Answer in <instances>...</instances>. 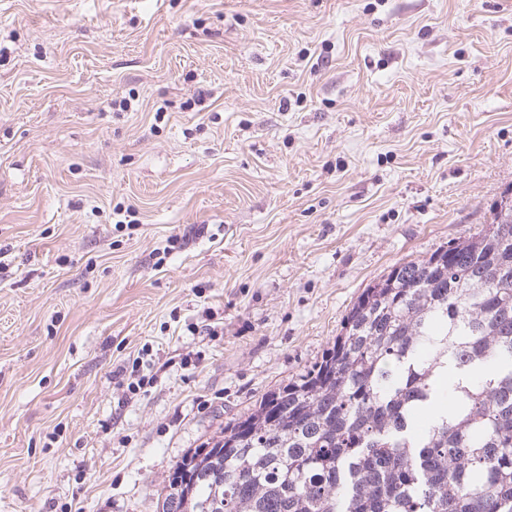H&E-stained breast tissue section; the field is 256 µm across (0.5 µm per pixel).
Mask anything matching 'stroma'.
I'll list each match as a JSON object with an SVG mask.
<instances>
[{"label":"stroma","mask_w":512,"mask_h":512,"mask_svg":"<svg viewBox=\"0 0 512 512\" xmlns=\"http://www.w3.org/2000/svg\"><path fill=\"white\" fill-rule=\"evenodd\" d=\"M511 185L512 0H0V512H157Z\"/></svg>","instance_id":"1"}]
</instances>
